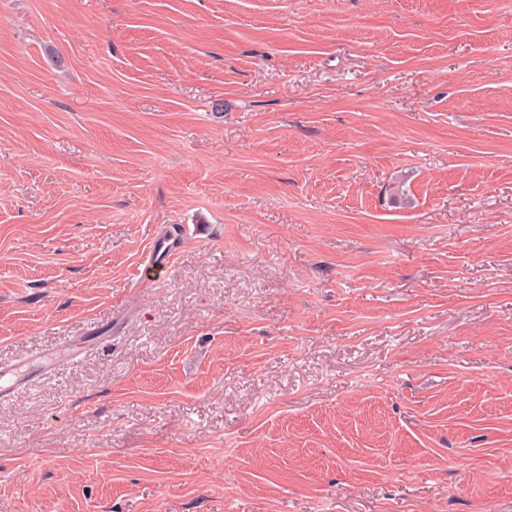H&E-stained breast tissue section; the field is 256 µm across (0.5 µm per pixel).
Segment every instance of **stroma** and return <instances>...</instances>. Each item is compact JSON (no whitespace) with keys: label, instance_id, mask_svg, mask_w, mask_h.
I'll use <instances>...</instances> for the list:
<instances>
[{"label":"stroma","instance_id":"35a3bbf8","mask_svg":"<svg viewBox=\"0 0 512 512\" xmlns=\"http://www.w3.org/2000/svg\"><path fill=\"white\" fill-rule=\"evenodd\" d=\"M63 348L0 512H512V0H0V365Z\"/></svg>","mask_w":512,"mask_h":512}]
</instances>
